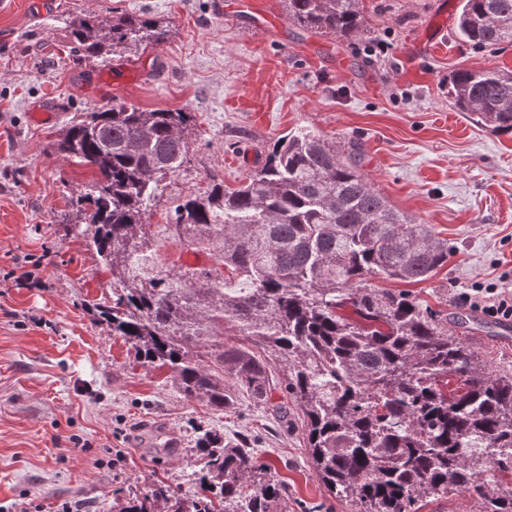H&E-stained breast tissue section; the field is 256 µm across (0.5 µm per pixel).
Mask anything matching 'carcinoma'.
<instances>
[{
  "mask_svg": "<svg viewBox=\"0 0 512 512\" xmlns=\"http://www.w3.org/2000/svg\"><path fill=\"white\" fill-rule=\"evenodd\" d=\"M360 4L285 0L288 19L337 39L369 33ZM455 34L479 48L512 45V0H461ZM168 36L145 14L89 13L71 30L73 54L87 60ZM448 95L469 121L512 133V71L456 70ZM194 126L183 109L122 103L74 114L49 143L96 174L76 205L79 235L112 276V295L93 304L97 323L141 366L166 370L187 401L222 411L243 392L275 413L295 409L312 467L354 512H419L453 491L477 497L479 512H512V374L493 373L455 336L463 318L372 285L424 282L450 251L374 187L361 144L288 133L238 185L213 173L204 192L169 209L164 230L209 251L247 291H224L217 267L146 266V216L185 162ZM228 324L249 346L229 341ZM270 359L287 368L283 379ZM196 462L200 496L157 481L119 512H288V487L269 476L251 435L231 443L205 430Z\"/></svg>",
  "mask_w": 512,
  "mask_h": 512,
  "instance_id": "obj_1",
  "label": "carcinoma"
}]
</instances>
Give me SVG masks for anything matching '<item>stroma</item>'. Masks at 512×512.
<instances>
[{"instance_id": "1", "label": "stroma", "mask_w": 512, "mask_h": 512, "mask_svg": "<svg viewBox=\"0 0 512 512\" xmlns=\"http://www.w3.org/2000/svg\"><path fill=\"white\" fill-rule=\"evenodd\" d=\"M232 2L0 0V512L63 502L107 512L157 478L193 497L194 439L207 427L255 435L290 512H351L312 468L299 414L280 419L244 395L224 412L186 402L95 323L88 305L108 295L110 276L64 230L79 223L73 202L95 173L45 152L74 113L119 102L195 113L187 162L150 213L156 269L188 264L163 230L173 200L205 190L212 173L237 185L278 137L309 130L360 143L375 188L447 240L448 263L412 285L418 298L456 315L474 283L512 290V134L477 127L448 97L454 70H512V46L477 48L449 27L423 51L428 23L443 10L456 19L460 0H364L370 34L352 40L292 22L284 37L251 35L250 15H232ZM114 9L149 13L168 40L73 63L72 17ZM460 336L495 373L512 371V340L493 324L467 321Z\"/></svg>"}]
</instances>
